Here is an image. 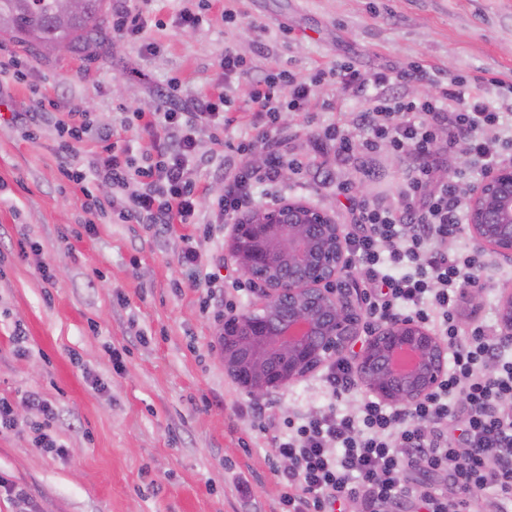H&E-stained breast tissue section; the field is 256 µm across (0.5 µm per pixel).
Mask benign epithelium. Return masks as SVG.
Wrapping results in <instances>:
<instances>
[{
	"instance_id": "1",
	"label": "benign epithelium",
	"mask_w": 512,
	"mask_h": 512,
	"mask_svg": "<svg viewBox=\"0 0 512 512\" xmlns=\"http://www.w3.org/2000/svg\"><path fill=\"white\" fill-rule=\"evenodd\" d=\"M470 236L483 251L512 258V160L497 165L465 199ZM228 260L257 285L263 301L224 317V369L255 400H264L341 356L360 336V315L338 287L349 259L343 225L321 207L280 199L235 220ZM512 337V291L498 309ZM447 367V348L424 325L396 318L357 354V369L378 399L408 408L426 398Z\"/></svg>"
}]
</instances>
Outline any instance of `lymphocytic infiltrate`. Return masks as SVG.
<instances>
[{
  "mask_svg": "<svg viewBox=\"0 0 512 512\" xmlns=\"http://www.w3.org/2000/svg\"><path fill=\"white\" fill-rule=\"evenodd\" d=\"M336 78L345 92L367 98L358 131L333 124L317 131L337 161L373 158L380 146L406 161L398 205L356 199L350 182L337 183L351 216L346 248L367 283L362 302L368 317L387 321L400 316L418 320L445 343L449 362L442 379L425 399L410 408L387 406L369 397L354 410L328 406L296 418L279 420L268 406L253 402L249 410L273 432V454L286 459L277 470L285 512H336L356 504L358 512L414 504V512H512V342L501 340L493 326L471 325L461 333L465 290L478 286L486 263L471 249L448 253L443 245L457 237L461 200L468 181L443 176L435 164L436 147L466 157L469 169L487 173L512 144L487 137L504 127L506 113L492 106L484 87L453 79L424 99L399 96L401 72L363 75L347 64L299 79L288 71L271 72L252 81L251 102L263 129L242 140L224 166L220 213L251 207L257 187H275L284 168L302 170L286 159L291 130L280 124L283 111H306L316 86ZM178 81L164 91L167 108L139 109L131 123L152 142L148 163L133 165L129 146L114 147L109 130L103 155L86 167L70 166L72 141L90 128L86 113L73 112L60 131L57 154L64 172L77 183L105 181L127 194L122 221L173 228L193 223L198 189L189 178L197 161L196 133L201 124L224 132L232 123L228 94L198 97L191 107L174 106ZM263 149L262 165L243 157ZM442 476L443 486L412 483L408 471Z\"/></svg>",
  "mask_w": 512,
  "mask_h": 512,
  "instance_id": "lymphocytic-infiltrate-1",
  "label": "lymphocytic infiltrate"
}]
</instances>
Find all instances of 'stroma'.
I'll list each match as a JSON object with an SVG mask.
<instances>
[{"instance_id":"stroma-1","label":"stroma","mask_w":512,"mask_h":512,"mask_svg":"<svg viewBox=\"0 0 512 512\" xmlns=\"http://www.w3.org/2000/svg\"><path fill=\"white\" fill-rule=\"evenodd\" d=\"M110 8L143 13L136 36L109 33L97 56L34 53L0 38V57L26 62L23 79H0V397L14 406V428L0 427V471L25 487L39 512H282L281 488L270 468V437L242 410L249 396L224 369L218 323L201 310L204 289L188 286L177 262L180 233H193L200 251L224 256L232 214L214 225L219 174L232 144L254 136L249 98L255 76L286 69L306 77L348 61L364 73L422 66L401 95L434 81L496 77L512 83V0H212L208 21L189 28L183 9L198 0H107ZM241 53L245 74L225 85V51ZM178 80L185 98L228 91L237 127L226 141L210 129L197 135V214L174 231L120 222L110 184L89 190L70 182L57 158L51 122L29 126L38 95L54 98L59 117L89 112L117 144L148 136L124 122L123 108H153L156 92ZM364 98L334 81L317 87L309 115L289 114L290 126L353 127ZM288 153L305 174L282 182V195L346 214L328 184L350 180L356 196L396 204L404 160L381 152L374 175L357 163L339 164L305 134ZM106 204L87 211V195ZM92 223L94 233L80 227ZM69 240H62L66 230ZM32 243L20 252L18 239ZM483 303L466 309L463 325L493 324L503 289H512V261L486 256ZM49 264L52 281L39 267ZM121 368H114L113 354ZM99 378L91 388L86 375ZM40 392L56 409L51 430L65 446L59 457L34 446L38 416L23 403ZM356 398L333 399L322 371L288 385L268 406L281 418L328 405L345 410ZM248 482L249 495L237 490Z\"/></svg>"}]
</instances>
